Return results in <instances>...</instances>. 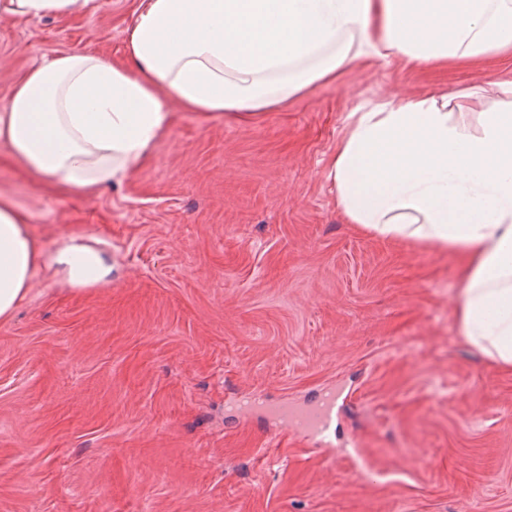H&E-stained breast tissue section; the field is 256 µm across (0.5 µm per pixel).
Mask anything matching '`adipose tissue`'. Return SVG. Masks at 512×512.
<instances>
[{
  "instance_id": "adipose-tissue-1",
  "label": "adipose tissue",
  "mask_w": 512,
  "mask_h": 512,
  "mask_svg": "<svg viewBox=\"0 0 512 512\" xmlns=\"http://www.w3.org/2000/svg\"><path fill=\"white\" fill-rule=\"evenodd\" d=\"M90 0H0L16 19L83 14ZM512 54V0H135L124 58L53 57L15 77L0 140L50 185L122 183L175 110L249 122L356 60L412 66ZM497 108L449 110L428 94L349 113L325 169L337 210L381 239L463 254L459 330L512 369V82ZM46 267L76 289L112 266L83 238L44 253L25 212L0 198V321Z\"/></svg>"
}]
</instances>
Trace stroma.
Masks as SVG:
<instances>
[{"mask_svg":"<svg viewBox=\"0 0 512 512\" xmlns=\"http://www.w3.org/2000/svg\"><path fill=\"white\" fill-rule=\"evenodd\" d=\"M133 8L1 19L0 104L59 54L120 59ZM506 80L502 55L354 63L248 124L179 111L142 167L90 195L0 143V196L41 248L78 234L114 267L82 291L41 269L0 322V512H512V370L459 334L462 255L344 223L323 177L357 107L476 88L488 108ZM338 383L350 460L227 409Z\"/></svg>","mask_w":512,"mask_h":512,"instance_id":"stroma-1","label":"stroma"}]
</instances>
